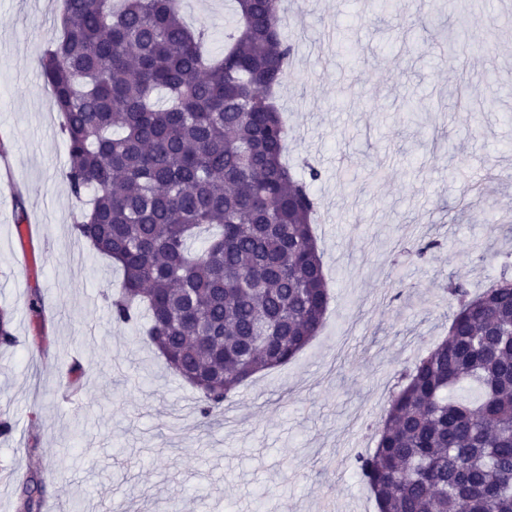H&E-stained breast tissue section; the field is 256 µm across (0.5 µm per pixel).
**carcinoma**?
<instances>
[{
	"label": "carcinoma",
	"instance_id": "obj_1",
	"mask_svg": "<svg viewBox=\"0 0 512 512\" xmlns=\"http://www.w3.org/2000/svg\"><path fill=\"white\" fill-rule=\"evenodd\" d=\"M219 57L181 0H62L39 60L80 202L73 231L123 271L112 321L147 319L146 342L195 388L207 420L256 373L322 329L330 293L309 180L283 161L273 102L294 47L280 0H233ZM213 230L191 248L201 226ZM470 299L447 337L406 371L356 467L379 512H512V277ZM0 307V346L16 343ZM467 383L473 400L450 397Z\"/></svg>",
	"mask_w": 512,
	"mask_h": 512
}]
</instances>
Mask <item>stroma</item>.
Wrapping results in <instances>:
<instances>
[{"label": "stroma", "mask_w": 512, "mask_h": 512, "mask_svg": "<svg viewBox=\"0 0 512 512\" xmlns=\"http://www.w3.org/2000/svg\"><path fill=\"white\" fill-rule=\"evenodd\" d=\"M285 0L293 72L276 92L287 161L316 168L325 324L256 374L219 421L137 327L114 324L122 280L72 231L60 119L37 58L60 0H0V512H378L355 466L401 372L448 330V284L480 293L512 261V0L467 17L474 54L441 51L446 0ZM212 55L229 0H183ZM35 229L23 240L15 191ZM438 247L419 261L413 247ZM76 387H69V379Z\"/></svg>", "instance_id": "35a3bbf8"}]
</instances>
